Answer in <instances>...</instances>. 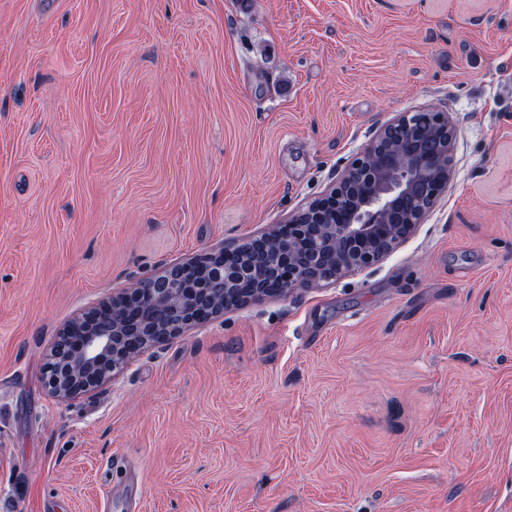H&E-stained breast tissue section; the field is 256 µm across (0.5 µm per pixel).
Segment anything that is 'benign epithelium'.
Returning a JSON list of instances; mask_svg holds the SVG:
<instances>
[{"label": "benign epithelium", "mask_w": 512, "mask_h": 512, "mask_svg": "<svg viewBox=\"0 0 512 512\" xmlns=\"http://www.w3.org/2000/svg\"><path fill=\"white\" fill-rule=\"evenodd\" d=\"M422 115L445 131L452 127L448 113L431 110L405 112L383 125L329 192L241 244V258L232 261L220 250L169 265L73 318L47 353L48 395L59 402L91 395L140 354L223 314L224 301L214 298L212 283H223L224 295L242 307L296 288L331 284L381 262L426 215L425 209L411 210L417 198L435 205L450 181L422 178L444 151L453 168L454 152V142L422 136ZM396 135L410 151V163L403 167L396 156L383 153L379 165L370 166L373 150ZM325 214L331 216L327 236L318 231Z\"/></svg>", "instance_id": "benign-epithelium-1"}]
</instances>
